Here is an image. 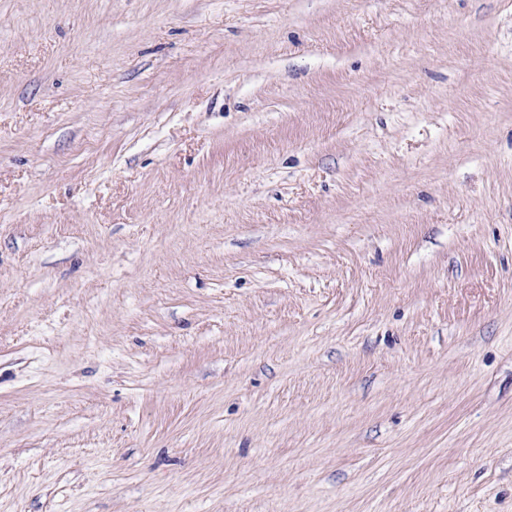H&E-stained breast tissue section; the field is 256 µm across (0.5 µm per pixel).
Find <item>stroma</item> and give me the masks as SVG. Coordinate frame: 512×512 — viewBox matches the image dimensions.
Wrapping results in <instances>:
<instances>
[{"label": "stroma", "mask_w": 512, "mask_h": 512, "mask_svg": "<svg viewBox=\"0 0 512 512\" xmlns=\"http://www.w3.org/2000/svg\"><path fill=\"white\" fill-rule=\"evenodd\" d=\"M0 512H512V0H0Z\"/></svg>", "instance_id": "obj_1"}]
</instances>
